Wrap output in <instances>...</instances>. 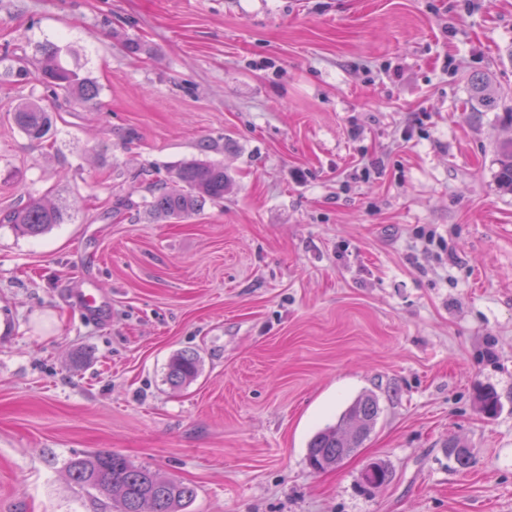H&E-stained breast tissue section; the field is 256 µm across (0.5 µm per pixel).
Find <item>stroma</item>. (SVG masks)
I'll return each mask as SVG.
<instances>
[{"label":"stroma","mask_w":512,"mask_h":512,"mask_svg":"<svg viewBox=\"0 0 512 512\" xmlns=\"http://www.w3.org/2000/svg\"><path fill=\"white\" fill-rule=\"evenodd\" d=\"M47 42L96 99L5 75ZM511 140L512 0H0V214H70L0 223V512H112L65 470L100 449L194 485L188 512H512ZM192 159L223 199L154 218ZM364 392L370 436L314 473ZM13 119L22 133L33 141H43L52 126L50 112L38 101L21 104L14 112ZM64 210L39 200L32 201L20 210L3 214L0 223L11 224L21 235L39 236L54 224H64ZM200 359L197 354L177 352L173 354L168 365V380L172 385L191 383L199 375ZM379 403L372 393L355 398L336 423L313 435L308 443L307 462L314 472L336 468L356 448H360L374 428ZM334 464V466H331Z\"/></svg>","instance_id":"obj_1"}]
</instances>
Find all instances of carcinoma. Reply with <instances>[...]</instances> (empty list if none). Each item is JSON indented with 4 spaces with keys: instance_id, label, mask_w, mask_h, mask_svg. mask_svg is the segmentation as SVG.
<instances>
[{
    "instance_id": "cac0c4a2",
    "label": "carcinoma",
    "mask_w": 512,
    "mask_h": 512,
    "mask_svg": "<svg viewBox=\"0 0 512 512\" xmlns=\"http://www.w3.org/2000/svg\"><path fill=\"white\" fill-rule=\"evenodd\" d=\"M37 79L56 96L76 98L82 102L97 97L95 84L59 61L60 47L46 43L39 49ZM16 126L32 141H43L52 126L50 112L38 101L21 104L13 115ZM501 184L512 190V142L499 154ZM169 180L177 185L167 189L155 185L151 200L146 202L151 214L168 221L184 218L197 211L206 201L224 198L227 183L224 166L210 161L192 160L170 172ZM0 223L11 225L22 235L39 236L55 224L64 223V210L35 200L20 210L3 214ZM197 354L177 352L168 365L171 384L183 385L199 375ZM379 414L375 395L363 393L340 414L336 423L313 435L308 443L307 462L315 472L339 465L361 447L374 428ZM70 479L81 487L96 491L112 500L115 512H185L196 497L193 485L173 479L158 470L136 465L126 457L99 450L68 461Z\"/></svg>"
}]
</instances>
